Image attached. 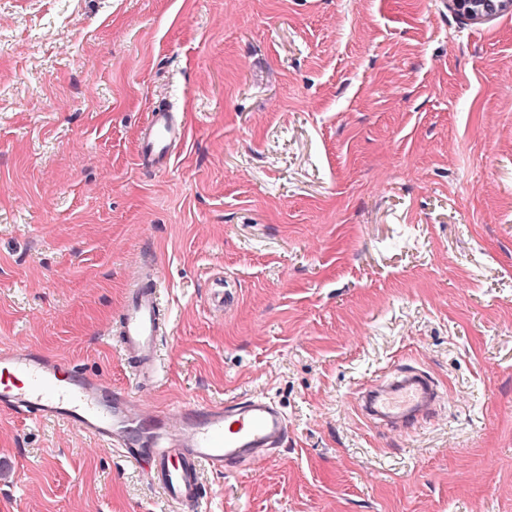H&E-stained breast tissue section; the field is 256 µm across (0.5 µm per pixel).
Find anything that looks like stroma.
I'll return each mask as SVG.
<instances>
[{"mask_svg": "<svg viewBox=\"0 0 512 512\" xmlns=\"http://www.w3.org/2000/svg\"><path fill=\"white\" fill-rule=\"evenodd\" d=\"M445 0H0V346L128 385L112 326L167 289L159 409L261 394L289 422L198 512H512V14ZM175 92L189 133L142 173ZM230 287L224 310L213 292ZM422 365L446 411L368 427ZM0 512H171L116 450L0 410ZM188 122L184 110L155 102L139 130L137 164L144 173L167 169L186 143ZM439 397L427 373L406 365L390 376L364 384L359 390V408L371 423L404 432L429 418Z\"/></svg>", "mask_w": 512, "mask_h": 512, "instance_id": "obj_1", "label": "stroma"}]
</instances>
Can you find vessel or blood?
I'll return each mask as SVG.
<instances>
[{"label":"vessel or blood","instance_id":"1","mask_svg":"<svg viewBox=\"0 0 512 512\" xmlns=\"http://www.w3.org/2000/svg\"><path fill=\"white\" fill-rule=\"evenodd\" d=\"M187 135L184 110L163 100L155 102L139 130L140 170L169 168ZM168 333L161 274L155 264L139 265L114 326L133 388H113L30 347L0 346V408L66 423L103 446L120 450L147 472L180 512H197L204 471L263 466L285 445L289 425L282 410L262 395L162 410L138 397L136 387L157 381L164 363L162 340ZM438 401L436 384L411 365L359 390L362 415L396 432L424 422Z\"/></svg>","mask_w":512,"mask_h":512}]
</instances>
